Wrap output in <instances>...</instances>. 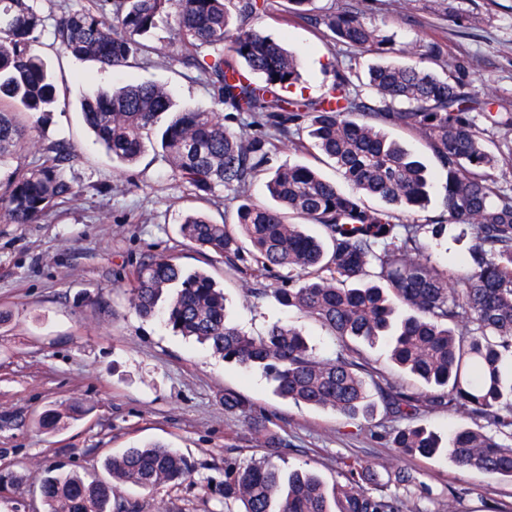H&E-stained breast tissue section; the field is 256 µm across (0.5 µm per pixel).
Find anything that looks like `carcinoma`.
Instances as JSON below:
<instances>
[{"label": "carcinoma", "instance_id": "carcinoma-1", "mask_svg": "<svg viewBox=\"0 0 512 512\" xmlns=\"http://www.w3.org/2000/svg\"><path fill=\"white\" fill-rule=\"evenodd\" d=\"M268 7V0H95L91 9L62 11L52 35L73 58L103 68L152 53L204 74L215 103L240 117L237 127L224 124L215 108L177 105L167 87L154 83L128 84L81 105L85 124L124 166L143 153L144 133L167 117L163 158L200 200H211L218 187L232 200L247 196L273 153L285 145L304 149L300 134L309 129L314 146L336 164L351 192L312 166L285 164L266 184L274 204L245 201L231 224L188 213L180 232L224 258L231 270L250 261L264 277L288 271V280L269 289L270 295L325 328L343 348L334 359L321 358L288 321L271 325L262 337L246 335L226 320L224 290L206 272H186L172 257L139 264L131 304L142 316L161 315L166 327L208 345L225 362L261 370L279 396L298 404L331 408L348 419L372 415L379 401L409 421L423 408L481 418L504 437L459 427L443 446L425 427L409 424L396 431L392 444L402 457L445 452L461 467L512 478V193L496 178L498 170L512 169V141L493 151L477 125L481 116L509 134L512 112L495 111L493 102L467 91L465 83L421 68L413 59L439 56V45H398L353 4L319 15L315 23L342 46L399 60L372 65L365 82L351 68L338 69L325 95L286 98L279 91L300 78L296 56L248 26ZM163 16L174 22L173 40L139 41ZM44 28L31 0H0V209L15 224L35 223L78 195L62 175L69 147L43 149L35 165H10L24 141L19 114L32 118L59 104L55 76L37 51ZM226 40L246 69L224 57ZM364 85L377 108L364 101ZM381 124L417 132L446 173L435 222L396 220L394 207H424L434 174L388 140ZM368 197L387 207L366 205ZM291 215L320 225L323 235L306 233L304 225L288 221ZM450 227L471 235L472 243L465 256L441 269L423 257L422 239H440ZM349 339L386 341L399 370L442 392H413L388 379L370 388L373 372L356 360ZM224 410L245 413L248 403L226 391ZM77 412L49 410L42 427L55 430ZM251 431L260 447H287L262 418L253 420ZM105 468L110 484L88 483L77 474L45 477L46 512H136L125 506L120 487L152 492L192 474L180 453L156 443L110 457ZM384 471L385 482L375 465L354 458L328 489L308 470L283 476L269 458L245 467L226 459L216 491L237 512H410L388 486L408 484L411 475L398 466Z\"/></svg>", "mask_w": 512, "mask_h": 512}]
</instances>
